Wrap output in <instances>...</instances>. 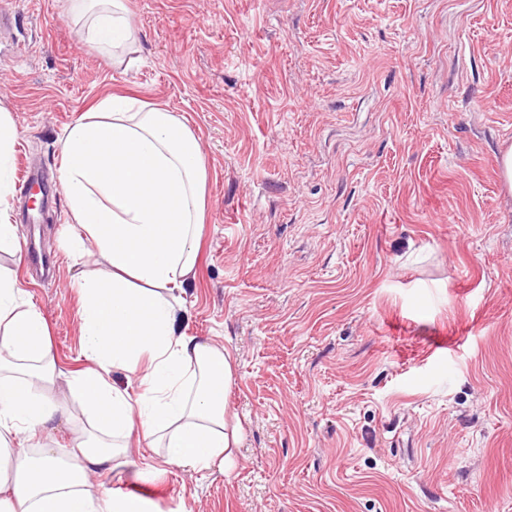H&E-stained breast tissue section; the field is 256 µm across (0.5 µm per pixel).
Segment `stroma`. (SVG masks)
Segmentation results:
<instances>
[{"instance_id":"1","label":"stroma","mask_w":512,"mask_h":512,"mask_svg":"<svg viewBox=\"0 0 512 512\" xmlns=\"http://www.w3.org/2000/svg\"><path fill=\"white\" fill-rule=\"evenodd\" d=\"M112 66L62 0H10L0 110L14 168L119 94L168 109L207 162L183 331L223 343L244 433L227 473L130 447L104 475L144 512H512V0H125ZM0 251L86 365L64 195Z\"/></svg>"}]
</instances>
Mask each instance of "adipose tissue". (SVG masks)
Here are the masks:
<instances>
[{"mask_svg":"<svg viewBox=\"0 0 512 512\" xmlns=\"http://www.w3.org/2000/svg\"><path fill=\"white\" fill-rule=\"evenodd\" d=\"M79 32L122 65L136 41L124 0H65ZM16 128L0 113V249H20L9 220ZM70 240L109 267L80 284L86 369L68 374L46 320L16 276L0 272V512H141L90 478L116 469L130 439L165 463L226 471L242 437L228 407L234 372L223 344L179 328L205 224L208 169L192 130L160 106L107 96L62 141ZM133 375L136 391L111 384ZM77 393L80 408L70 405ZM83 424L62 448L60 424Z\"/></svg>","mask_w":512,"mask_h":512,"instance_id":"obj_1","label":"adipose tissue"}]
</instances>
